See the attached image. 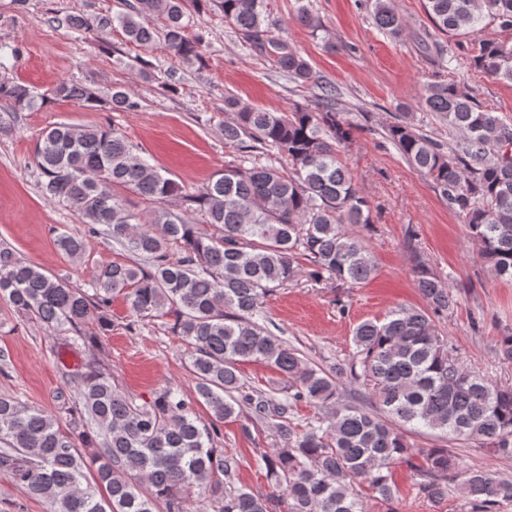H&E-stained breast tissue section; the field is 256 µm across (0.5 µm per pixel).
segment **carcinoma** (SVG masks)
Wrapping results in <instances>:
<instances>
[{
    "label": "carcinoma",
    "mask_w": 512,
    "mask_h": 512,
    "mask_svg": "<svg viewBox=\"0 0 512 512\" xmlns=\"http://www.w3.org/2000/svg\"><path fill=\"white\" fill-rule=\"evenodd\" d=\"M212 4L251 51L294 82L316 85L319 102L274 112L225 97L224 111L235 117L224 123V144L242 155L193 190L162 173L116 128L54 125L36 144L38 187L44 199L73 208L83 226L58 235L57 247L80 262L84 236L104 233L131 259L99 263L77 288L0 247V299L49 332L70 327L75 336L65 339V349L90 341L82 327L92 319L109 330L116 297L137 317H174L209 422L175 388L138 404L108 374L79 371L66 430L52 413L0 396V468L48 512H195V489L209 495L214 512H365L354 481L388 500L396 489L391 467L404 463L426 497L442 498L448 481L460 477L472 512H494L499 501L512 500L511 481L489 469L463 471L445 448L430 449L417 466L408 443L409 435L430 432L512 455V387L465 371L435 332L431 315L453 306L450 284L417 264L426 308L397 306L360 322L355 354L336 364L334 375L307 365L264 325L263 299L302 272L301 258L309 276L351 288L375 273L362 239L347 229L372 223L368 201L339 156L352 125L336 107V87L320 82L297 50L263 27L265 0H125V11L113 17L67 14L53 22L75 31L117 25L129 42L147 47L161 40L173 57L192 63L202 60L205 36L191 19ZM425 6L432 24L454 38L452 46L436 48L443 66L463 52L474 68L512 82V43L480 37L492 23L512 31V0H426ZM373 12L380 29L402 37L393 0H373ZM142 76L169 87L180 82L176 70L147 62ZM56 101L100 103L79 83L36 93L0 80V109L9 115ZM420 104L460 139L445 145L400 121L389 127V140L467 224L491 271L512 279V123L455 81L426 84ZM109 105L120 112L140 108L119 87ZM247 139L281 153L288 167L252 160ZM129 194L157 207L144 215L131 208ZM171 200L177 208L166 206ZM172 243L180 247L175 258ZM243 362L275 368L280 381L266 389L247 384ZM344 374L369 392L370 407L342 399ZM302 401L325 416L298 432L288 419ZM246 412L281 419L284 447L261 457L268 493L241 485V459L214 447L219 425Z\"/></svg>",
    "instance_id": "cac0c4a2"
}]
</instances>
